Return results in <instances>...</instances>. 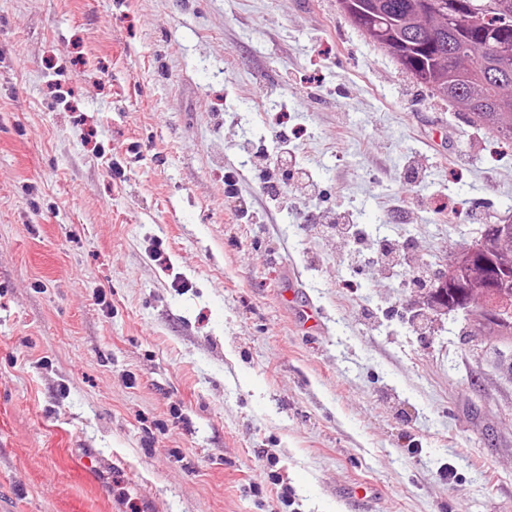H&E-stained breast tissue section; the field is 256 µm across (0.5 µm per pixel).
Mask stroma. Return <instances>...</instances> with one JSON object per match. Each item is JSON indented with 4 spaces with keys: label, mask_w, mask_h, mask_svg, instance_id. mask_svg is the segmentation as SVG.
<instances>
[{
    "label": "stroma",
    "mask_w": 512,
    "mask_h": 512,
    "mask_svg": "<svg viewBox=\"0 0 512 512\" xmlns=\"http://www.w3.org/2000/svg\"><path fill=\"white\" fill-rule=\"evenodd\" d=\"M510 219L337 0H0V512H512V344L417 280Z\"/></svg>",
    "instance_id": "35a3bbf8"
}]
</instances>
